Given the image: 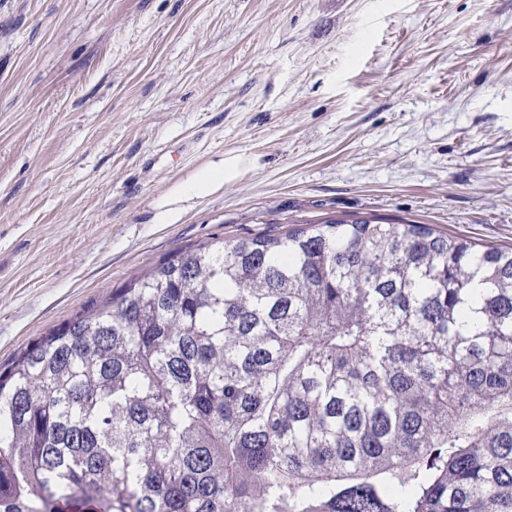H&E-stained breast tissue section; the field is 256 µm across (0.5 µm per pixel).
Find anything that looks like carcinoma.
<instances>
[{
    "label": "carcinoma",
    "instance_id": "carcinoma-1",
    "mask_svg": "<svg viewBox=\"0 0 512 512\" xmlns=\"http://www.w3.org/2000/svg\"><path fill=\"white\" fill-rule=\"evenodd\" d=\"M0 512H512V248H181L0 365Z\"/></svg>",
    "mask_w": 512,
    "mask_h": 512
}]
</instances>
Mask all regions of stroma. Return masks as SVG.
<instances>
[{
    "mask_svg": "<svg viewBox=\"0 0 512 512\" xmlns=\"http://www.w3.org/2000/svg\"><path fill=\"white\" fill-rule=\"evenodd\" d=\"M369 216L512 246V0H0V364L176 249ZM243 164L244 159L242 157L225 158L224 168L205 170L200 174L194 190L203 193L218 183H227L235 180L239 176Z\"/></svg>",
    "mask_w": 512,
    "mask_h": 512,
    "instance_id": "1",
    "label": "stroma"
}]
</instances>
